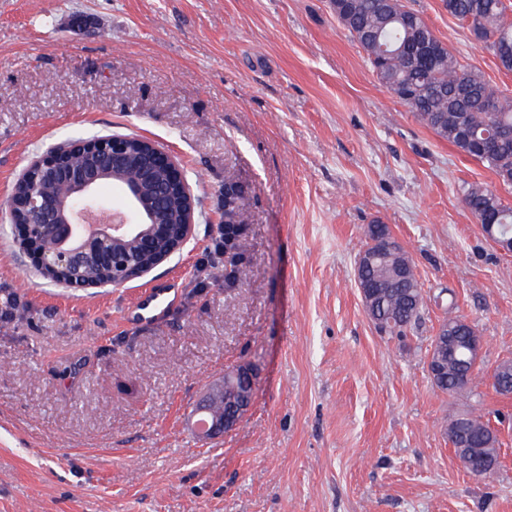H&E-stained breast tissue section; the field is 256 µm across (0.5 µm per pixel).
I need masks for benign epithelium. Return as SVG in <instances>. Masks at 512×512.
<instances>
[{
    "mask_svg": "<svg viewBox=\"0 0 512 512\" xmlns=\"http://www.w3.org/2000/svg\"><path fill=\"white\" fill-rule=\"evenodd\" d=\"M131 140L114 134L59 144L24 171L29 184L26 216L13 227L40 272L64 273L68 287L86 289L97 287L85 279L87 269L103 267L112 276L110 285L119 286L150 274L194 239L197 198L182 164L156 142L137 152ZM70 154L87 156L86 165L66 164ZM117 173L123 178L125 205L115 208L98 201L97 189L102 178ZM175 192L188 207L182 212L178 245L162 255L160 244L173 235L164 202ZM232 378L255 384L245 367L224 372V385L196 411L195 431L204 442L234 427L250 407L248 401L233 402L221 415L209 409L211 402L224 398Z\"/></svg>",
    "mask_w": 512,
    "mask_h": 512,
    "instance_id": "obj_1",
    "label": "benign epithelium"
}]
</instances>
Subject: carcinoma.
Returning a JSON list of instances; mask_svg holds the SVG:
<instances>
[{
  "label": "carcinoma",
  "instance_id": "obj_1",
  "mask_svg": "<svg viewBox=\"0 0 512 512\" xmlns=\"http://www.w3.org/2000/svg\"><path fill=\"white\" fill-rule=\"evenodd\" d=\"M448 13L466 23L476 39L492 51L501 68L512 71V21L503 0H446ZM339 24L348 31L383 83L409 111L415 113L438 137L469 158L487 165L506 186L512 185V137L499 141L491 152L476 150L481 134L512 128V97L493 88L479 70L460 63L427 23L404 8L400 0H331ZM435 42L431 57L418 54L422 38ZM468 210L476 220L490 218L499 235L512 237V206L481 184L463 189ZM362 276L379 292L374 323L381 331L404 336L419 323L425 298L413 263L402 248L376 260ZM449 345L448 369L433 381L440 391L454 394L473 390L476 363L471 358L470 337L478 335L473 324L461 318ZM481 454L498 461V449H455L468 472Z\"/></svg>",
  "mask_w": 512,
  "mask_h": 512
}]
</instances>
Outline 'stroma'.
Wrapping results in <instances>:
<instances>
[{
	"mask_svg": "<svg viewBox=\"0 0 512 512\" xmlns=\"http://www.w3.org/2000/svg\"><path fill=\"white\" fill-rule=\"evenodd\" d=\"M462 64L512 95V72L445 0H401ZM138 134L184 165L197 237L151 274L74 289L22 257L5 202L31 160ZM239 187L244 281L197 264ZM482 163L377 79L330 0H0V512H512V252L462 205ZM409 253L421 326L380 333L355 281L369 225ZM174 286L157 321L126 312ZM483 340L475 370L497 468L459 464L448 425L468 394L431 382L447 316ZM252 365V405L208 442L190 417L225 370Z\"/></svg>",
	"mask_w": 512,
	"mask_h": 512,
	"instance_id": "1",
	"label": "stroma"
}]
</instances>
